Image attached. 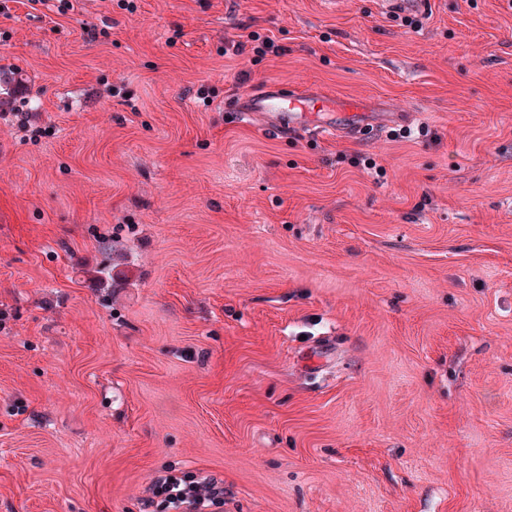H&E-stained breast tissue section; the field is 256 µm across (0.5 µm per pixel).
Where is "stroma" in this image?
Here are the masks:
<instances>
[{"mask_svg": "<svg viewBox=\"0 0 512 512\" xmlns=\"http://www.w3.org/2000/svg\"><path fill=\"white\" fill-rule=\"evenodd\" d=\"M72 2L0 0V512H512V0ZM30 87L25 79L17 77L11 88L2 92L0 91V112L1 115L10 113L17 114V103L25 102ZM368 100L362 97H336L322 92L288 89L268 84L239 99L236 112L264 118L268 127L287 130L308 126L315 116H332L318 129L349 134L374 121L367 112ZM335 120V121H332ZM149 490L147 503L160 498L167 512H224V480L213 474L164 471Z\"/></svg>", "mask_w": 512, "mask_h": 512, "instance_id": "obj_1", "label": "stroma"}]
</instances>
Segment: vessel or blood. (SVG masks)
I'll return each instance as SVG.
<instances>
[{
	"mask_svg": "<svg viewBox=\"0 0 512 512\" xmlns=\"http://www.w3.org/2000/svg\"><path fill=\"white\" fill-rule=\"evenodd\" d=\"M238 111L264 118L268 127L300 128L321 117L322 130L349 134L368 125V101L362 97H336L322 92L288 89L269 84L239 99Z\"/></svg>",
	"mask_w": 512,
	"mask_h": 512,
	"instance_id": "b4317fda",
	"label": "vessel or blood"
}]
</instances>
